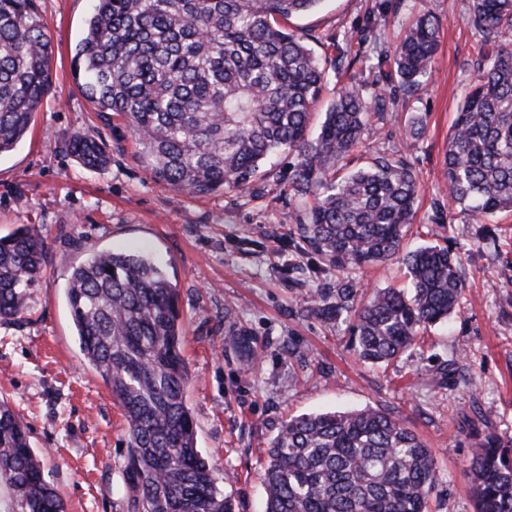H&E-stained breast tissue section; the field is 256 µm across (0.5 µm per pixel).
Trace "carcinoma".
Returning <instances> with one entry per match:
<instances>
[{
	"label": "carcinoma",
	"mask_w": 512,
	"mask_h": 512,
	"mask_svg": "<svg viewBox=\"0 0 512 512\" xmlns=\"http://www.w3.org/2000/svg\"><path fill=\"white\" fill-rule=\"evenodd\" d=\"M321 0H94L74 65L81 93L123 118L137 160L191 196L251 193L270 159H297L288 196L308 206L298 235L328 262L402 261L411 292L354 285L312 306L351 322L358 361L387 365L426 327L445 322L463 292L461 257L438 244L403 251L422 186L402 156L348 168L386 99L336 88L316 138L312 110L326 68L288 20ZM463 16L495 50L477 62L444 156L448 198L475 219L512 209V0H464ZM440 27L419 16L374 68L415 94L438 51ZM52 49L35 0H0V156L30 129L50 91ZM70 151L108 166L96 137ZM45 244L28 226L0 237V323L27 312ZM113 272H108V269ZM66 297L84 361L111 389L126 422L127 512H236L197 448L176 285L150 260L100 251L72 267ZM266 512H428L438 481L432 449L404 420L367 407L293 417L269 444ZM468 493L475 512H512V436L476 444ZM0 512H65L45 479L21 416L0 399Z\"/></svg>",
	"instance_id": "obj_1"
}]
</instances>
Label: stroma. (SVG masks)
<instances>
[{"mask_svg":"<svg viewBox=\"0 0 512 512\" xmlns=\"http://www.w3.org/2000/svg\"><path fill=\"white\" fill-rule=\"evenodd\" d=\"M36 5L52 44V89L27 135L0 156V236L35 227L46 265L30 311L0 325V398L28 425L65 512H126L123 417L82 362L66 299L72 266L108 249L148 255L179 289L197 447L230 475L223 489L236 512H265L266 449L282 421L367 406L402 418L433 448L439 480L430 512H474L466 489L474 445L491 431L512 436V212L477 222L448 206V132L485 50L461 0H323L290 22L327 59L340 44L360 53L342 81L385 96L384 119L354 157L362 165L375 152H396L412 165L422 194L405 250L445 241L462 258L456 314L382 367L356 362L347 322L322 320L309 306L334 302L347 281L404 286L402 263L341 268L300 241L284 193L288 169L250 196L195 197L156 181L135 158L124 121L96 111L77 88L73 59L91 0ZM423 12L439 22L440 47L408 97L376 81L372 51H393ZM416 116L426 123L419 138ZM77 132L102 143L106 169L88 170L70 154Z\"/></svg>","mask_w":512,"mask_h":512,"instance_id":"obj_1","label":"stroma"}]
</instances>
